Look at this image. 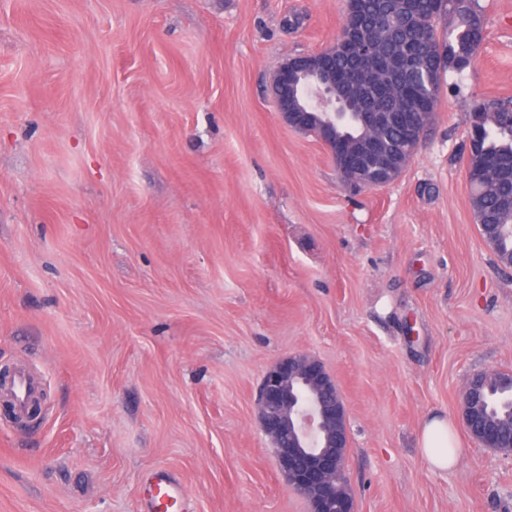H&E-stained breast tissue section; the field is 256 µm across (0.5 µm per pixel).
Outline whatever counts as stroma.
<instances>
[{
  "instance_id": "obj_1",
  "label": "stroma",
  "mask_w": 512,
  "mask_h": 512,
  "mask_svg": "<svg viewBox=\"0 0 512 512\" xmlns=\"http://www.w3.org/2000/svg\"><path fill=\"white\" fill-rule=\"evenodd\" d=\"M449 72L423 146L354 190L279 116L273 74L333 46L345 0H0V512H145L164 468L188 512H310L257 391L305 353L347 409L355 512H512V453L480 446L471 377L512 372V268L469 204L465 115L512 99V0ZM464 453L432 470L417 431ZM493 373L486 372L474 376L460 401L459 410L462 420L473 437L474 435L470 430L471 418H481L485 415L483 379L485 376L489 377ZM418 451L434 470L448 471L457 465L461 448H457L454 428L448 418L431 416L420 427Z\"/></svg>"
}]
</instances>
